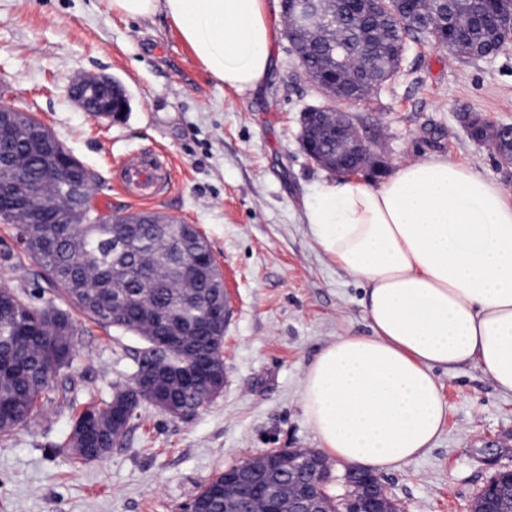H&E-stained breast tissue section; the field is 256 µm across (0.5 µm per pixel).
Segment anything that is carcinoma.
I'll return each instance as SVG.
<instances>
[{"label":"carcinoma","mask_w":512,"mask_h":512,"mask_svg":"<svg viewBox=\"0 0 512 512\" xmlns=\"http://www.w3.org/2000/svg\"><path fill=\"white\" fill-rule=\"evenodd\" d=\"M339 10L334 27L320 30L317 43L305 57L304 68L310 78L321 73L336 75L333 47L340 42L359 55L358 66L372 73V80L358 88L355 97L367 99L372 92L393 79L398 68L390 63L383 46H391L408 37L417 43L455 40L457 53L465 57L481 56L487 35L475 28L461 37L453 31L457 25L446 24L442 11L423 12L418 3L397 5L404 11L402 22L384 28L383 42L360 37L370 21L361 19L349 0L329 3ZM494 8L492 0H454L452 12L456 20ZM12 144L31 168L32 178H47L48 162L31 151L27 134H14ZM314 151L322 157L336 156V138L325 134L314 143ZM52 193L61 224L16 225L25 253L42 268L47 279L62 287L70 304L88 319L117 326L136 333L145 343L137 368L142 371L161 367L153 350L149 326L160 316L181 323L183 347L169 357L172 366L194 364L198 356L215 361L221 356L224 329L202 330L197 320L204 318V303L212 288L213 253L206 263L193 271L184 268L183 254L191 250L188 241L178 235L180 224H139L121 227L102 224L95 213L82 211L75 205L69 182H51ZM77 327L72 315L48 302L38 306L6 286L0 287V435L9 437L41 412L44 402L53 399L55 378L71 365ZM208 377L198 376L183 385L172 382L171 393L176 405L198 409L212 398ZM122 405L133 413L137 403L128 399L123 384L113 385L110 400L99 407L89 405L83 414L97 418L93 434L74 430L70 444L84 461L107 458L112 449L126 437L112 427V409ZM204 512H224V474L208 481L195 497Z\"/></svg>","instance_id":"obj_1"}]
</instances>
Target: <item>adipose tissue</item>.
<instances>
[{"mask_svg": "<svg viewBox=\"0 0 512 512\" xmlns=\"http://www.w3.org/2000/svg\"><path fill=\"white\" fill-rule=\"evenodd\" d=\"M165 13L213 80L257 90L270 70L271 0H108ZM321 249L365 285L372 335L341 336L308 365L301 406L321 450L358 468L403 467L446 415L435 369L473 363L512 392V202L443 156L380 185L341 178L304 201Z\"/></svg>", "mask_w": 512, "mask_h": 512, "instance_id": "ef3b65f1", "label": "adipose tissue"}]
</instances>
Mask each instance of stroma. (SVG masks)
<instances>
[{
    "label": "stroma",
    "instance_id": "1",
    "mask_svg": "<svg viewBox=\"0 0 512 512\" xmlns=\"http://www.w3.org/2000/svg\"><path fill=\"white\" fill-rule=\"evenodd\" d=\"M272 68L259 91L217 85L164 15L130 18L108 0H0V89L43 122L96 178L95 203L117 214L147 211L192 224L206 238L230 294L226 382L187 420L150 404L102 462H83L69 437L91 403L110 399L144 346L133 332L77 316L71 367L48 417L0 438V512H183L216 474L271 449H314L300 404L304 374L340 336H367L365 289L328 257L303 222L305 197L333 173L299 140L307 109L326 98L289 48L285 16H269ZM90 75L118 81L120 118L82 112L69 87ZM370 142L377 185L400 165L432 155L473 167L512 196V164L468 135L461 115L512 125V44L468 59L407 42L401 68L365 101L345 102ZM166 153L174 182L144 206L119 187L120 160ZM0 286L36 304H70L29 259L14 225L0 222ZM447 413L432 448L381 480L401 512H472L490 479L512 469V393L481 367L436 370ZM496 442L495 457L484 454Z\"/></svg>",
    "mask_w": 512,
    "mask_h": 512
}]
</instances>
